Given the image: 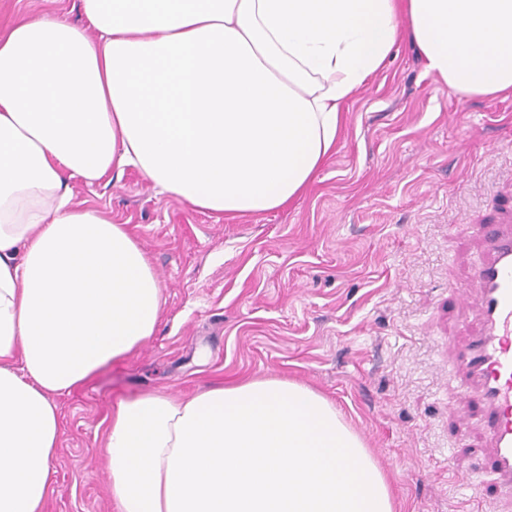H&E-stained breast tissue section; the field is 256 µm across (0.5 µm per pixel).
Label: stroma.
<instances>
[{
  "instance_id": "1",
  "label": "stroma",
  "mask_w": 512,
  "mask_h": 512,
  "mask_svg": "<svg viewBox=\"0 0 512 512\" xmlns=\"http://www.w3.org/2000/svg\"><path fill=\"white\" fill-rule=\"evenodd\" d=\"M35 15L85 23L79 0H0V32ZM344 115L335 153L282 210L218 217L131 168L74 182L76 205L136 236L165 303L141 348L56 396L45 512H115L103 432L119 401L265 377L334 404L400 512H512L490 489L480 414L458 395V355L479 326L471 227L512 202V95L462 97L403 41Z\"/></svg>"
}]
</instances>
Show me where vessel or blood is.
Segmentation results:
<instances>
[{
  "label": "vessel or blood",
  "instance_id": "1",
  "mask_svg": "<svg viewBox=\"0 0 512 512\" xmlns=\"http://www.w3.org/2000/svg\"><path fill=\"white\" fill-rule=\"evenodd\" d=\"M484 251L473 270L472 298L480 331L462 357V395L485 416L491 470L500 490L512 493V211L500 223L481 224Z\"/></svg>",
  "mask_w": 512,
  "mask_h": 512
}]
</instances>
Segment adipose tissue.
Returning <instances> with one entry per match:
<instances>
[{
  "instance_id": "1",
  "label": "adipose tissue",
  "mask_w": 512,
  "mask_h": 512,
  "mask_svg": "<svg viewBox=\"0 0 512 512\" xmlns=\"http://www.w3.org/2000/svg\"><path fill=\"white\" fill-rule=\"evenodd\" d=\"M0 33V512H43L54 396L154 336L160 280L127 225L73 203L138 170L215 215L287 207L394 46L468 97L512 93V0H81ZM116 512H394L326 398L275 377L119 402Z\"/></svg>"
}]
</instances>
